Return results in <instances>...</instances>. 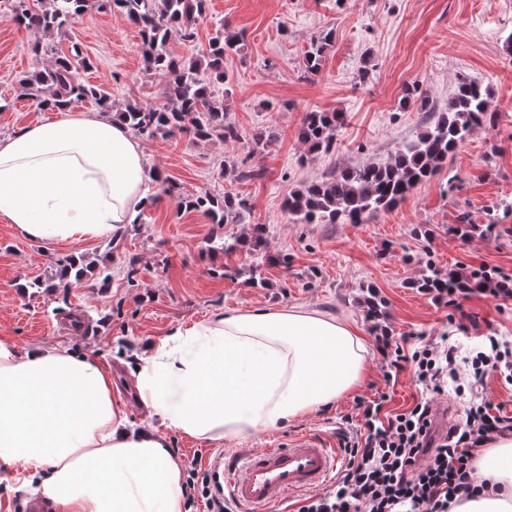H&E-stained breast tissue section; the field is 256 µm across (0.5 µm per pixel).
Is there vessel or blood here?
Returning a JSON list of instances; mask_svg holds the SVG:
<instances>
[{"mask_svg":"<svg viewBox=\"0 0 512 512\" xmlns=\"http://www.w3.org/2000/svg\"><path fill=\"white\" fill-rule=\"evenodd\" d=\"M338 462V449L308 435L218 460L215 472L238 512H259L285 496L321 489Z\"/></svg>","mask_w":512,"mask_h":512,"instance_id":"vessel-or-blood-1","label":"vessel or blood"}]
</instances>
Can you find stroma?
<instances>
[{
  "label": "stroma",
  "instance_id": "35a3bbf8",
  "mask_svg": "<svg viewBox=\"0 0 512 512\" xmlns=\"http://www.w3.org/2000/svg\"><path fill=\"white\" fill-rule=\"evenodd\" d=\"M222 28L243 37L240 52L224 60L223 81L214 85L241 141H201L184 131L142 144L148 168L175 180L179 192L247 198L248 223H210L156 182L137 223L78 248L31 241L0 222V336L21 348L63 344L110 365L115 399L136 426L147 416L128 390L135 353L172 326L216 309L313 306L351 322L371 342L365 384L331 409L243 443L172 434L180 464L194 461L205 470L217 454L305 435L341 446L359 423V401L381 393L390 396L387 410L408 408L419 397L412 372L386 379L374 323L386 325L408 351L437 342L450 310L414 288L426 266L445 273L484 264L512 275V213L503 210L512 203V0H208L194 38L172 36L169 49L179 58L202 55ZM327 32L332 41L321 69L309 74L305 55ZM38 42L44 50L37 55ZM55 43L65 50L79 46L88 63L82 79L111 92L113 112L163 103V82L146 71L139 29L125 15L92 9L65 33L42 38L8 7L0 9V138L55 119V112L18 97L16 88L20 76L51 64ZM463 77L488 87L496 119L476 128L432 181L361 224L289 223L283 202L292 190L332 169L388 156L422 130L425 113L401 103L407 85L423 83L442 105ZM313 109L345 116L331 153H307L300 140L303 117ZM259 134L268 142L256 152ZM240 166L255 170L256 178L240 179ZM463 213L471 222L465 232L457 222ZM492 215L500 223L493 233ZM255 225L269 251L288 258L287 265L261 267L263 287L249 280ZM73 256L84 259L85 274L60 287L59 262ZM105 266L112 279L104 286L98 271ZM48 282L54 292L44 291ZM371 285L384 300L377 321L363 303ZM461 310L468 330L454 335L458 378L439 396L442 404L467 384L466 360L483 349L484 335L512 343V304L474 294Z\"/></svg>",
  "mask_w": 512,
  "mask_h": 512
}]
</instances>
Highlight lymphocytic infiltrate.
<instances>
[{
  "mask_svg": "<svg viewBox=\"0 0 512 512\" xmlns=\"http://www.w3.org/2000/svg\"><path fill=\"white\" fill-rule=\"evenodd\" d=\"M383 352L391 373L412 367L422 397L397 412L385 411L384 394L363 405L360 429L344 439L347 464L334 489L305 497L297 512H449L461 496L488 490L489 480L476 477V460L483 447L512 435V416L476 402L463 423L435 436L431 397L455 374L454 348L427 344L408 353L388 338ZM491 370L512 385V347L495 339L471 362L473 384Z\"/></svg>",
  "mask_w": 512,
  "mask_h": 512,
  "instance_id": "1",
  "label": "lymphocytic infiltrate"
}]
</instances>
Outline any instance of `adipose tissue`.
<instances>
[{
    "label": "adipose tissue",
    "instance_id": "obj_1",
    "mask_svg": "<svg viewBox=\"0 0 512 512\" xmlns=\"http://www.w3.org/2000/svg\"><path fill=\"white\" fill-rule=\"evenodd\" d=\"M142 143L105 115L56 119L0 139V221L40 242L81 244L148 203ZM370 345L317 309H219L171 329L140 359L135 400L159 426H130L112 369L62 346L0 336V472L62 512H186L168 432L245 441L330 407L363 384ZM496 491L451 512H512V436L477 459Z\"/></svg>",
    "mask_w": 512,
    "mask_h": 512
}]
</instances>
